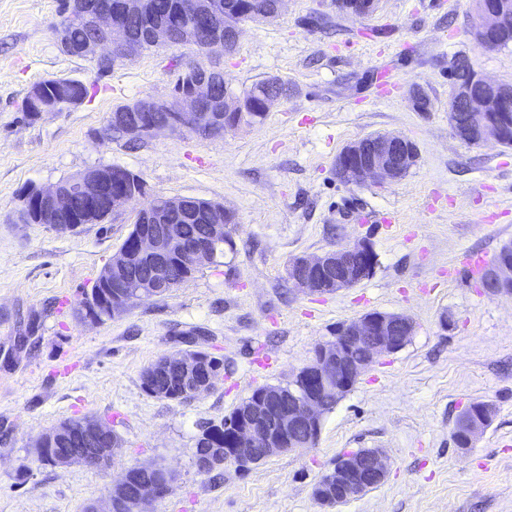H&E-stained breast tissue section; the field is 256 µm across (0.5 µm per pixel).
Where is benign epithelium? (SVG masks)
I'll return each instance as SVG.
<instances>
[{"instance_id": "7a95c632", "label": "benign epithelium", "mask_w": 512, "mask_h": 512, "mask_svg": "<svg viewBox=\"0 0 512 512\" xmlns=\"http://www.w3.org/2000/svg\"><path fill=\"white\" fill-rule=\"evenodd\" d=\"M144 0H122L123 19L112 13L111 0H93L81 14L68 13L69 24L53 28V37L62 53L71 49L68 25L89 21L94 34L80 47L81 57L91 60L96 68L107 71L117 59H126L141 53L145 41L134 38L122 20L139 21L145 14ZM188 9L197 22L173 28L168 24L147 25V38L156 46H191L199 53L209 55L217 49H229L230 40L221 36L214 27L213 3L210 0H188ZM378 6V0H350L346 13L365 16ZM509 19L507 6L501 0H475L472 30L476 44L484 49L500 46L498 35ZM457 64L451 63L449 74L452 92L448 99V122L454 136L469 145L481 146L490 142L500 144L512 137V84L487 78L473 67L468 80L455 77ZM480 83L492 89L488 96L471 93L470 86ZM239 106L233 96L217 98L215 79L207 72L193 82L189 92L172 96L170 100L146 99L129 113L122 116L124 133L128 136L152 137L161 131H189L199 136L213 133L224 124V112ZM24 108L38 120L45 112H57L52 101L41 99V88L31 87ZM152 112H171L166 125L154 123ZM418 153L415 144L398 132H386L366 136L350 142L336 160V171L351 183L367 179L394 182L406 175L415 165ZM78 193L89 203L102 196L109 199L111 212L135 200L140 193L136 185H130L121 174L112 170L94 168L59 182L52 187L35 185L27 187L19 196V205L13 219L19 224H43L58 233L74 232L80 222L64 224L71 217L70 197ZM199 205L190 197H164L141 207L135 217L138 233L132 244L116 251L109 266L111 280L106 288L108 313L115 317L127 311L128 291L122 280V270L132 261L146 263L156 287L138 293L139 298H151L173 286L170 281V259L185 270L199 269L210 263L213 246L224 237V216L228 209L221 203L202 205L208 216V236L187 240L176 235L164 223L169 210H188ZM375 255L368 240L360 239L340 249L317 256L298 257L288 264V282L297 288L313 293H333L351 288L373 272ZM492 296H512V255L504 252L489 268L480 284ZM415 330L414 321L400 314L371 312L336 326L332 339L315 346L311 359L299 370L288 384V408L276 405L280 391L269 387L254 389L239 407L234 426V447L222 451L212 449L200 453L196 465L200 472L221 463H232L246 471L270 456L291 453L316 444L322 429V404L325 396L341 397L357 381L375 359L401 350ZM158 370L174 373L190 385L198 397L214 389V378L209 373L206 359L178 351L164 356ZM494 406L486 402L478 407L466 408L460 416V434L463 447L471 446L476 437L492 422ZM304 428L307 436L297 440L289 431ZM108 436L104 423L81 441L83 465L96 470L112 467L115 449L102 446ZM390 461L380 448L370 451L357 450L337 458L331 469L323 474L320 482L329 486L334 494L315 496L328 509L359 496L384 482ZM129 482V472L112 485L105 508L107 512H147L149 503L162 497L172 482L171 473L158 467L153 477L138 486L134 493H124Z\"/></svg>"}]
</instances>
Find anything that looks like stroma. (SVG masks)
Segmentation results:
<instances>
[{"instance_id": "obj_1", "label": "stroma", "mask_w": 512, "mask_h": 512, "mask_svg": "<svg viewBox=\"0 0 512 512\" xmlns=\"http://www.w3.org/2000/svg\"><path fill=\"white\" fill-rule=\"evenodd\" d=\"M473 9V0H380L358 18L332 0H287L277 17L244 23L230 53L154 48L102 75L57 48L61 0H0V512H83L133 464L176 474L151 512H324L314 484L362 448L383 449L389 473L334 512H512V298L448 275L463 250L492 257L512 244V148L467 145L448 123L455 56L512 83V45L478 47ZM319 14L331 15V28L311 25ZM213 62L234 92L277 77L292 93L262 123L221 136L163 132L133 145L106 134L117 105L171 99L187 66ZM52 77L82 81L86 98L28 122L27 90ZM417 87L428 111L413 105ZM384 132L416 144L406 176L340 180L343 148ZM108 165L139 174L151 198L223 203L236 217L235 247L164 295L91 324L74 307L127 237L139 202L66 234L12 215L23 187ZM360 238L377 262L358 285L320 295L289 283L290 260ZM374 311L406 315L415 331L324 414L314 446L246 471L225 465L218 480L199 473L201 422L221 421L257 386L287 385L337 324ZM196 326L223 357V378L184 402L147 396L144 368ZM474 401L493 403L495 415L460 449L455 420ZM85 415L121 439L111 469L36 460L41 432Z\"/></svg>"}]
</instances>
